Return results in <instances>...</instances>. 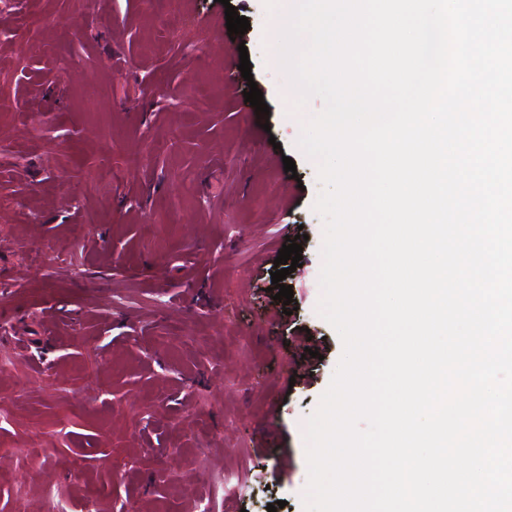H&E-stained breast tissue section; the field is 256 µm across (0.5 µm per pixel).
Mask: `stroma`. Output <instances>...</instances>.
Returning a JSON list of instances; mask_svg holds the SVG:
<instances>
[{"label": "stroma", "mask_w": 512, "mask_h": 512, "mask_svg": "<svg viewBox=\"0 0 512 512\" xmlns=\"http://www.w3.org/2000/svg\"><path fill=\"white\" fill-rule=\"evenodd\" d=\"M268 19L264 0L0 12L23 42L0 50V512H304V427L343 347L317 312L322 186ZM290 225L287 316L266 269Z\"/></svg>", "instance_id": "stroma-1"}]
</instances>
